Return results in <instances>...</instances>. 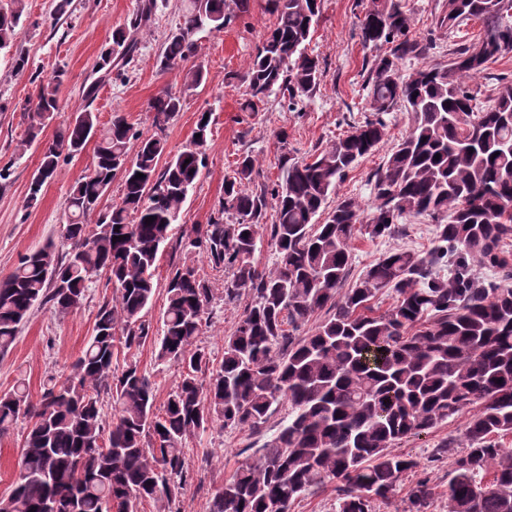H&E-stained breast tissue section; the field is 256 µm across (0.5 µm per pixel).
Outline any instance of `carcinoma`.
<instances>
[{"label":"carcinoma","mask_w":512,"mask_h":512,"mask_svg":"<svg viewBox=\"0 0 512 512\" xmlns=\"http://www.w3.org/2000/svg\"><path fill=\"white\" fill-rule=\"evenodd\" d=\"M155 8L156 0H141L139 12L113 32L98 82L83 91L87 103L99 85L124 78ZM266 9L274 23L242 76L247 93L240 110L257 112L274 95L297 112L323 74L318 57L307 53L321 0H266ZM248 12L249 0H184L160 69L182 74L183 93L196 90L205 70L189 64L198 56L195 36L221 31ZM23 15L22 0L0 6V51L14 45ZM470 20L480 24L479 38L460 45L455 36ZM438 26L448 32V63L406 70V61L429 55L434 38L410 34L403 0H368L361 41L386 47L363 87L369 116L307 158L282 141L280 176L271 184L256 182L257 159L242 154L224 175L223 196L207 223L176 240L172 252L184 260L171 264L156 358L181 365V374L160 410L139 364L128 360L118 372L113 358L150 335L142 312L155 292L158 254L205 167L210 122L199 113V137L162 167L165 126L183 105L182 96L168 91L149 103L151 135L120 114L100 129L86 107L44 141L42 131L59 110L63 72L46 80L31 74L27 143L41 147V159L27 206L37 203L61 162L90 138L97 142L91 174L67 197V248L48 244L24 255L0 282V355L35 304L68 314L101 275L114 292L99 306L94 335L64 381L48 379L35 404L22 382L0 395V435L22 415L34 419L0 512H106L107 501L130 512L133 499L173 512L190 436L214 422L258 432L285 405L287 420L224 479L210 512H291L300 497L328 483L336 484V512H374V502L390 501L403 476L419 466L397 445L466 411L465 448L437 449L453 458L448 485L439 492L418 479L406 512H427L439 494L447 512H512V448L500 442L512 435V287L504 285L512 279V81L498 78L487 99L469 85L512 52V0H445ZM401 108L410 112L411 126L373 176L372 207L351 196L328 207ZM119 174L121 202L104 207ZM270 209L274 221L267 224ZM405 216L431 219L434 246L387 252L343 287L356 235L393 236ZM265 242L273 260L261 270L255 254ZM192 256L231 272L224 303L249 298L217 366L201 347L213 291ZM474 263L496 270L498 279L476 278ZM385 292L393 293V303L379 313L373 301ZM321 311L318 326L300 334ZM103 393L115 401L107 425Z\"/></svg>","instance_id":"cac0c4a2"}]
</instances>
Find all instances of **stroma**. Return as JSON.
<instances>
[{
    "instance_id": "stroma-1",
    "label": "stroma",
    "mask_w": 512,
    "mask_h": 512,
    "mask_svg": "<svg viewBox=\"0 0 512 512\" xmlns=\"http://www.w3.org/2000/svg\"><path fill=\"white\" fill-rule=\"evenodd\" d=\"M57 0H24L28 22L16 40L11 55L0 56V167L10 169L6 185L0 186V281L8 278L20 258L46 242H60L65 222V202L71 186L93 169L94 143L69 158L48 182L35 207H26L28 186L40 162V151L25 142L30 118L26 101L34 91L32 71L42 77L64 69V84L59 97V114L43 131L44 139L54 137L74 113L91 107L99 127L108 126L114 114H122L146 134H153V114L149 102L162 92H180L177 72L161 71L158 56L162 44L179 22L184 0H157L150 28L140 35L141 49L129 64L124 80L104 84L93 103H86L82 89L95 77V64L101 51L111 45L112 31L131 15L136 0H71L64 14L54 12ZM443 0H405L411 14V33L422 37L436 34L437 46L429 54L431 64L447 63L448 36L436 22ZM250 12L223 31L198 33L199 60L206 71L205 82L186 95L183 107L166 130L167 150L180 152L192 139L199 112L211 111V134L206 149V166L189 192L176 224L177 231H190L206 223L224 190V176L243 153L260 161L262 180L275 181L281 144H288L298 155L306 156L324 148L346 131L344 116L360 118L366 110L362 85L368 76L366 64L376 50L364 46L359 37L363 16L360 0H321V16L307 47L318 56L323 76L315 95L303 112L282 108L277 98L259 112H244L240 103L246 86L241 77L250 55L262 40L274 18L265 9V0H250ZM29 61L26 71H17L14 57ZM411 124L408 112L398 111L384 141L363 159L341 183L339 196L358 198L370 204L368 181L382 167L388 154ZM432 223L418 217L405 221L400 234L372 239L357 236L352 243L351 278H358L366 266L385 252L408 249L426 251L431 245ZM195 265L209 281L214 294L213 318L202 337V345L213 362H220L224 338L230 335L244 310V302L223 301V270L213 268L204 257ZM113 288L106 277L91 284L80 308L62 315L47 306L34 308L22 326L9 352L0 356V394L25 380L32 400H39L48 378L64 379L93 334L100 304L111 299ZM155 343L119 349L115 367L136 360L155 387L157 403H164L175 389L181 368L173 362L155 360ZM281 415H274L261 432L223 429L213 424L189 438L183 450L186 486L177 498L176 512H209L212 496L226 477L246 459V448H259L276 435ZM469 421L462 413L439 425L429 435L409 438L399 446L419 463L416 472L402 478L393 500L376 505V512H403L407 494L417 478H428L443 486L448 482L447 460H433L435 448L446 442L461 443ZM32 421L22 417L8 434L0 436V498L7 497L18 472V459Z\"/></svg>"
}]
</instances>
